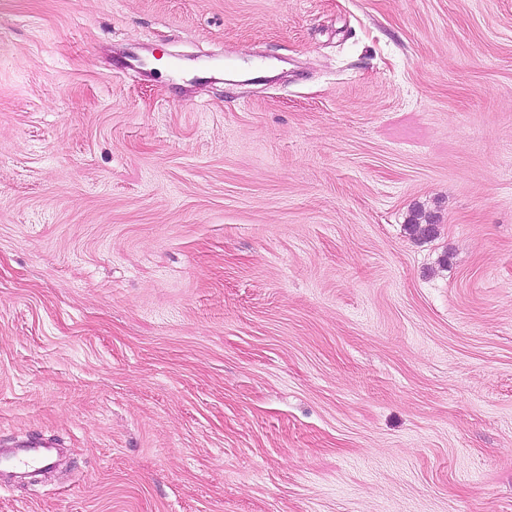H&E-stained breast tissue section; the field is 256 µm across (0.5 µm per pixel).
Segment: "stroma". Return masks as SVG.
I'll use <instances>...</instances> for the list:
<instances>
[{
	"label": "stroma",
	"mask_w": 512,
	"mask_h": 512,
	"mask_svg": "<svg viewBox=\"0 0 512 512\" xmlns=\"http://www.w3.org/2000/svg\"><path fill=\"white\" fill-rule=\"evenodd\" d=\"M41 440L0 512H512V0H0Z\"/></svg>",
	"instance_id": "obj_1"
}]
</instances>
